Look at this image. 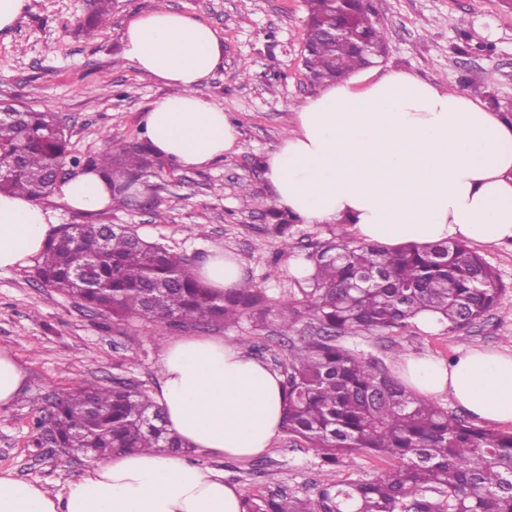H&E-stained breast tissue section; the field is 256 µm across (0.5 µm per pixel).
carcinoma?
I'll return each mask as SVG.
<instances>
[{"mask_svg":"<svg viewBox=\"0 0 512 512\" xmlns=\"http://www.w3.org/2000/svg\"><path fill=\"white\" fill-rule=\"evenodd\" d=\"M86 29L106 25L112 0H90ZM304 66L312 80L335 81L373 63L365 47L385 48V34L360 0H307ZM333 25L352 33L326 39ZM159 163L137 139L97 156L69 149L53 112L20 108L0 126V194L38 201L68 167L101 172L112 200L125 206ZM270 234L279 253L293 249L296 216L271 207ZM313 273L300 295L274 298L247 282L219 292L192 263L120 224L62 226L42 252L35 277L119 321L137 319L169 330L226 328L243 318L255 326L271 316L281 336H298L282 376L283 430L321 451L332 468L358 450L399 460L371 480L322 483L301 499L271 495L247 501V512H512V432L476 426L409 392L387 366L345 347L361 332L404 329L423 311L450 329L482 319L505 286L476 251L460 241L407 244L394 251L368 243H327L304 257ZM51 439L37 420L38 443L103 460L128 449L177 453L161 409L144 390L123 381L76 384L57 395Z\"/></svg>","mask_w":512,"mask_h":512,"instance_id":"cac0c4a2","label":"carcinoma"}]
</instances>
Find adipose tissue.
<instances>
[{
    "mask_svg": "<svg viewBox=\"0 0 512 512\" xmlns=\"http://www.w3.org/2000/svg\"><path fill=\"white\" fill-rule=\"evenodd\" d=\"M125 60L174 86L144 116L165 157L202 167L233 151L238 131L199 87L224 59V42L194 15L168 8L132 19ZM277 203L309 224L347 221L386 250L462 240L512 243V121L464 92L405 71L354 73L327 82L299 107L295 128L264 160ZM71 208L104 209L105 178L81 171L58 185ZM53 212L23 195H0V271L40 255L54 234ZM198 275L216 290L245 272L213 246ZM398 375L413 393L449 394L471 417L512 425V354L474 348L445 362L407 354ZM155 400L169 431L204 453L247 460L279 436L285 394L279 375L218 336L170 340ZM0 512H245L222 473L177 456L129 451L98 461L64 492L0 473Z\"/></svg>",
    "mask_w": 512,
    "mask_h": 512,
    "instance_id": "1",
    "label": "adipose tissue"
}]
</instances>
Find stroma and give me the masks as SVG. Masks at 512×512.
Returning a JSON list of instances; mask_svg holds the SVG:
<instances>
[{
    "label": "stroma",
    "instance_id": "stroma-1",
    "mask_svg": "<svg viewBox=\"0 0 512 512\" xmlns=\"http://www.w3.org/2000/svg\"><path fill=\"white\" fill-rule=\"evenodd\" d=\"M167 7L196 15L224 39V64L206 78L201 94L221 107L239 139L235 152L204 167L172 163L170 172L147 178L139 204L86 214L47 196L42 204L58 224H128L145 239L201 265L212 245L235 255L247 279L267 294L296 293L293 274L307 245L352 241L350 224L297 222L294 251L277 253L267 232L274 199L264 181L266 154L291 133L292 110L316 90L302 64L305 0H167ZM87 0H29L15 25L0 32V95L60 118L75 152H101L108 143L145 137L150 104L172 89L142 76L122 57L121 33L132 17L156 0H116L110 23L95 35L76 21ZM387 37L381 71H407L465 91L512 118V0H370ZM248 74H241V63ZM166 216L155 223L154 211ZM480 254L506 286L495 308L461 329L393 332L344 337V346L395 368L406 354L453 359L470 348L512 352V244L483 246ZM191 336L242 342L253 337L255 357L269 368L288 359L286 338L273 328L258 332L250 320L222 327H191ZM169 330L129 320L113 321L79 301L43 286L33 265L0 273V348L13 351L26 373V389L0 409V472L63 491L85 474L84 457L37 447L35 421L57 393L84 381L121 380L155 393ZM185 457L223 472L242 499L275 494L303 498L317 484L370 479L392 467L389 459L353 453L333 469L321 466L317 449L280 434L267 454L240 460L194 449Z\"/></svg>",
    "mask_w": 512,
    "mask_h": 512
}]
</instances>
